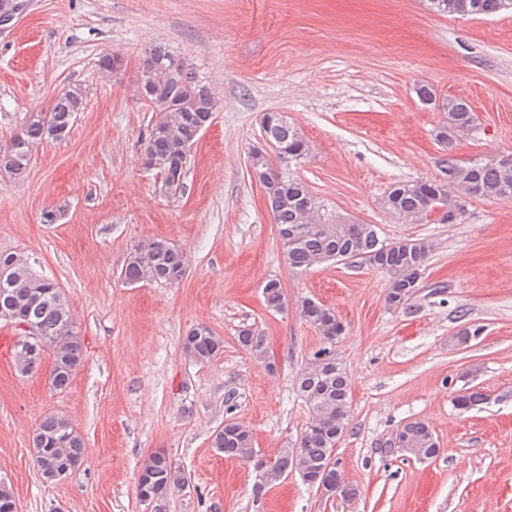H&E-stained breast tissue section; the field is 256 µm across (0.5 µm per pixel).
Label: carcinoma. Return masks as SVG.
Wrapping results in <instances>:
<instances>
[{
  "label": "carcinoma",
  "mask_w": 512,
  "mask_h": 512,
  "mask_svg": "<svg viewBox=\"0 0 512 512\" xmlns=\"http://www.w3.org/2000/svg\"><path fill=\"white\" fill-rule=\"evenodd\" d=\"M430 10L443 16H494L512 10V0H428ZM136 86H145L140 100L152 113L143 140V155L157 157L172 166L187 164L190 151L199 139L198 131L217 109L211 88L191 64L162 46L144 51ZM419 100L445 114L437 137L450 145L455 136L468 133L475 124L471 105L463 98L437 99L435 91L421 85ZM85 93L79 85H69L54 95L49 107L30 112L18 129L0 146L19 141L13 155H3L6 174L24 175L35 145L49 140L62 141L69 136L75 116L84 108ZM262 137L268 150L251 156L256 171L264 174V190L274 224L283 241L289 267L306 273L315 266L353 258L390 276L385 303L392 310L408 308L417 293L426 269L431 245L421 239L386 241L374 224H335L325 219L318 201L307 185L291 170L309 156L302 133L279 112H268L262 121ZM444 177L440 180L400 181L383 196V207L394 217L409 223L428 220L434 207L449 210L464 205L467 199H512V167L507 168L492 156L461 161L454 155L441 160ZM310 202L303 211L299 201ZM0 267L8 277L0 282V311L16 310L25 321L56 348L57 358L50 372L52 389L63 392L84 361V346L69 310L62 307L61 288L37 275L28 262L13 255H0ZM187 268L183 250L163 239H154L130 251L120 276L127 284L160 282L177 284ZM268 307L279 309L284 303L282 286L270 279L263 288ZM302 318L322 335L327 346L316 351L302 368L296 382L299 396L311 416L297 439L290 444L301 449L297 456L282 448L268 462L262 476L252 487L254 501H260L268 488L282 478L297 473L312 488L333 497L348 498L355 489L345 483L328 484L336 473L335 449L347 429L351 403V382L346 369L336 358L332 344L344 333V325L334 311L313 299L301 303ZM240 346L259 358L266 357L262 334L253 329L239 331ZM183 349L195 362L205 364L223 352L224 338L210 327L198 324L183 338ZM488 395L472 390L459 393L453 405L467 411L484 403ZM398 451L418 460L435 458L440 444L432 429L421 420H410L394 432ZM211 447L228 458L249 462L255 456L249 429L233 419L211 435ZM32 455L41 477L50 483L67 478L84 462L87 448L84 438L68 418L51 414L42 419L31 439ZM186 485L172 460L155 452L139 470L136 490L140 501L161 506L167 496Z\"/></svg>",
  "instance_id": "cac0c4a2"
}]
</instances>
